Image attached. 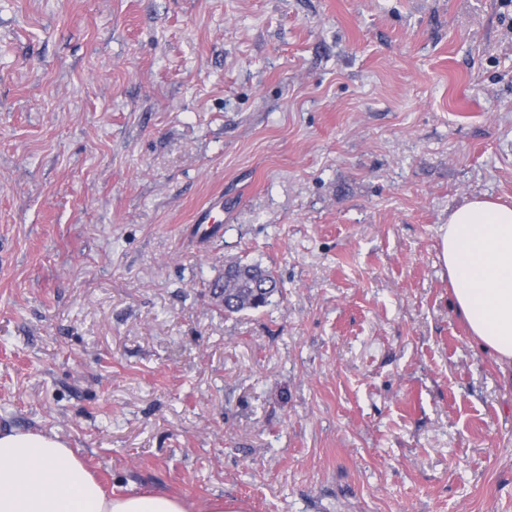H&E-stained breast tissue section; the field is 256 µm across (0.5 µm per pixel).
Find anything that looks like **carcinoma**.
<instances>
[{
    "instance_id": "cac0c4a2",
    "label": "carcinoma",
    "mask_w": 512,
    "mask_h": 512,
    "mask_svg": "<svg viewBox=\"0 0 512 512\" xmlns=\"http://www.w3.org/2000/svg\"><path fill=\"white\" fill-rule=\"evenodd\" d=\"M229 269L222 288L227 315L263 307L280 292L272 272L259 264L237 262L229 265Z\"/></svg>"
}]
</instances>
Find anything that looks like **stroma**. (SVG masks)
<instances>
[{
  "mask_svg": "<svg viewBox=\"0 0 512 512\" xmlns=\"http://www.w3.org/2000/svg\"><path fill=\"white\" fill-rule=\"evenodd\" d=\"M512 202V0H0V429L114 493L512 512L439 260ZM277 278L225 315L235 261Z\"/></svg>",
  "mask_w": 512,
  "mask_h": 512,
  "instance_id": "1",
  "label": "stroma"
}]
</instances>
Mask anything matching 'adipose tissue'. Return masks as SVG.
<instances>
[{"label": "adipose tissue", "instance_id": "adipose-tissue-1", "mask_svg": "<svg viewBox=\"0 0 512 512\" xmlns=\"http://www.w3.org/2000/svg\"><path fill=\"white\" fill-rule=\"evenodd\" d=\"M439 258L471 338L512 366V205L473 196L440 227ZM0 512H224L162 493L107 491L57 434L0 430Z\"/></svg>", "mask_w": 512, "mask_h": 512}]
</instances>
